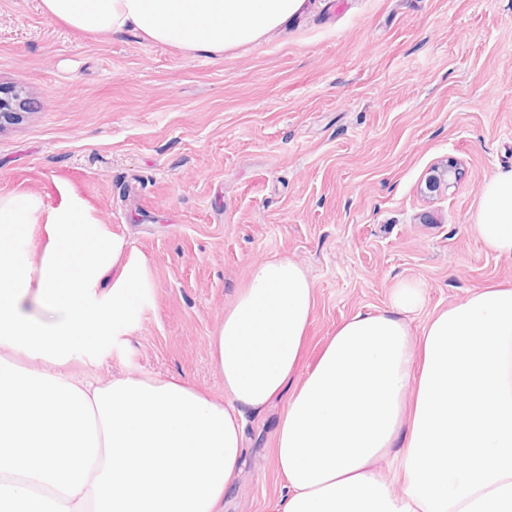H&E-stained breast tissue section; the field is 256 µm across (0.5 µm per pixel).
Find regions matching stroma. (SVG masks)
Here are the masks:
<instances>
[{"instance_id":"stroma-1","label":"stroma","mask_w":512,"mask_h":512,"mask_svg":"<svg viewBox=\"0 0 512 512\" xmlns=\"http://www.w3.org/2000/svg\"><path fill=\"white\" fill-rule=\"evenodd\" d=\"M13 87L27 109L0 127V193L79 196L147 269L124 345L67 373L177 375L223 399L211 338L273 256L315 288L301 378L401 283L425 287L415 337L469 290L512 285V258L469 231L484 181L512 169V0H310L286 30L209 57L0 0V89ZM450 157L455 185L421 195ZM284 408L248 416L224 512H271Z\"/></svg>"}]
</instances>
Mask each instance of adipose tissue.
I'll use <instances>...</instances> for the list:
<instances>
[{
	"label": "adipose tissue",
	"mask_w": 512,
	"mask_h": 512,
	"mask_svg": "<svg viewBox=\"0 0 512 512\" xmlns=\"http://www.w3.org/2000/svg\"><path fill=\"white\" fill-rule=\"evenodd\" d=\"M308 0H42L90 34L136 31L190 55L263 38ZM46 237L33 247L31 228ZM512 258V170L469 226ZM146 269L77 197L0 194V512H224L245 415L286 399L275 512H512V287L478 288L412 338L419 282L355 314L295 382L315 309L299 263H258L211 340L222 401L176 376L62 373L100 363L137 321ZM398 459L400 493L377 470Z\"/></svg>",
	"instance_id": "ef3b65f1"
}]
</instances>
